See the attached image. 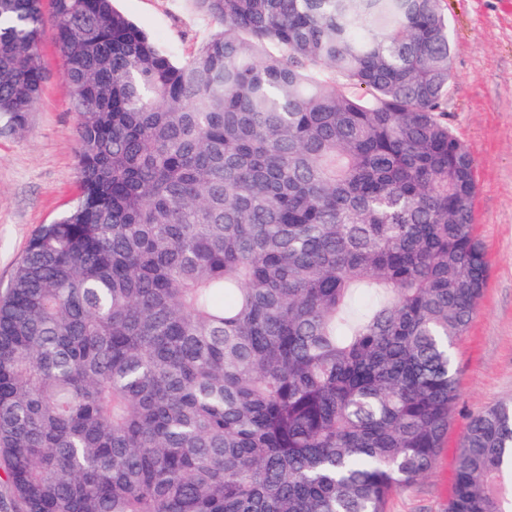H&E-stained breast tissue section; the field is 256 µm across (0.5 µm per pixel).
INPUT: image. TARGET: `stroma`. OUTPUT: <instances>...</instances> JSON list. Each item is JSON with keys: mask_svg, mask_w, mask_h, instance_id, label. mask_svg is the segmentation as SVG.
<instances>
[{"mask_svg": "<svg viewBox=\"0 0 512 512\" xmlns=\"http://www.w3.org/2000/svg\"><path fill=\"white\" fill-rule=\"evenodd\" d=\"M115 6L176 57L213 31L196 0H116ZM453 44L446 110L477 162L474 234L490 261L487 287L453 353L459 396L448 439L426 477L394 492L386 512H447L456 457L470 418L512 402V0H443ZM47 80L28 128L0 135V296L29 241L77 196V115L51 39Z\"/></svg>", "mask_w": 512, "mask_h": 512, "instance_id": "stroma-1", "label": "stroma"}]
</instances>
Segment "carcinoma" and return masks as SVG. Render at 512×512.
Instances as JSON below:
<instances>
[{"label": "carcinoma", "mask_w": 512, "mask_h": 512, "mask_svg": "<svg viewBox=\"0 0 512 512\" xmlns=\"http://www.w3.org/2000/svg\"><path fill=\"white\" fill-rule=\"evenodd\" d=\"M52 2L0 0V134L48 32L78 115L80 193L0 299L20 512H385L487 283L442 0H196L182 61ZM448 512H512V403L470 420Z\"/></svg>", "instance_id": "cac0c4a2"}]
</instances>
